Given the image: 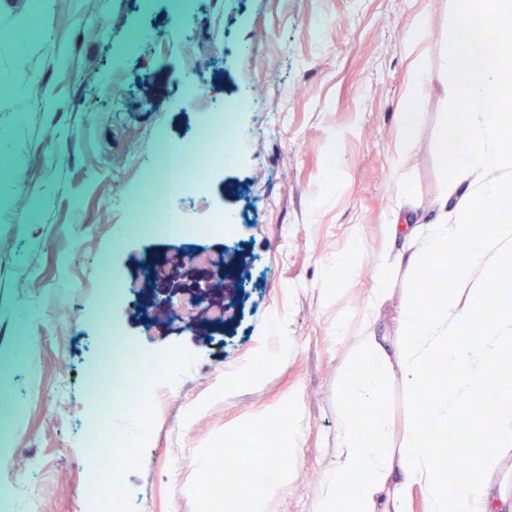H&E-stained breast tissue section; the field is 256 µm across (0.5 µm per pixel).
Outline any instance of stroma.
I'll list each match as a JSON object with an SVG mask.
<instances>
[{"label":"stroma","instance_id":"1","mask_svg":"<svg viewBox=\"0 0 512 512\" xmlns=\"http://www.w3.org/2000/svg\"><path fill=\"white\" fill-rule=\"evenodd\" d=\"M457 0H208L181 12L170 0H0V146L20 179L0 183V337L12 331L7 308L34 305L24 335L37 344L16 384L24 401L13 427L14 458L0 486L9 512H96L95 467L83 441V372L97 353L101 259L126 276L141 260L179 252L141 235L124 237L115 190L138 193L140 168L158 138L193 136L205 112L225 100L239 113L245 145L224 169L213 203L251 211L233 244L244 287L219 336L176 318L160 321L125 296L111 316L147 352H174L207 367L194 396L156 405L119 489L125 512H196L209 450L237 447L241 433L264 432L266 413L300 417L297 461L265 512H311L336 431L348 404V343L337 323L354 324L372 286L382 226L395 199L431 210L449 176L440 130L453 101L443 62L451 48ZM26 30L24 53L14 36ZM222 32L214 50L208 35ZM194 44L184 56L176 44ZM204 86L191 103L183 91L194 66ZM426 80L410 88L412 70ZM411 113L403 165L394 146ZM140 144L138 164L125 155ZM42 193L30 231L13 200ZM84 258L72 264L74 243ZM436 271H396L378 326L400 343L395 318L410 289L431 287ZM39 282L37 293L26 290ZM259 351L274 355L262 373L247 371ZM417 402L389 377L379 411L401 442Z\"/></svg>","mask_w":512,"mask_h":512}]
</instances>
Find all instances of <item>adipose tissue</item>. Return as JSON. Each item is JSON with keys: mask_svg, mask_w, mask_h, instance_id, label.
I'll list each match as a JSON object with an SVG mask.
<instances>
[{"mask_svg": "<svg viewBox=\"0 0 512 512\" xmlns=\"http://www.w3.org/2000/svg\"><path fill=\"white\" fill-rule=\"evenodd\" d=\"M477 15L488 36L482 64L472 61L467 27H458L444 67L456 101L443 129L450 142V176L438 212L426 224L409 210L395 212L383 227L381 259L374 285L353 338V367L345 381L350 403L336 410V433L328 474L312 512H410L413 491H421L425 512H498L490 481L512 461V224L500 221L484 203L512 196V0H481ZM498 92L496 110L488 97ZM452 269L450 279L411 292L396 319L405 344L392 352L375 332L389 297L395 270ZM397 367L403 387L419 394L436 390L425 413L415 414L400 449L388 444L378 407L387 387L386 368ZM498 388L495 413H477L488 383ZM480 431L484 448L475 457L481 479L448 490L447 461L437 453L452 435ZM229 495L207 494L215 512H241L272 491L256 469L231 472Z\"/></svg>", "mask_w": 512, "mask_h": 512, "instance_id": "obj_1", "label": "adipose tissue"}]
</instances>
